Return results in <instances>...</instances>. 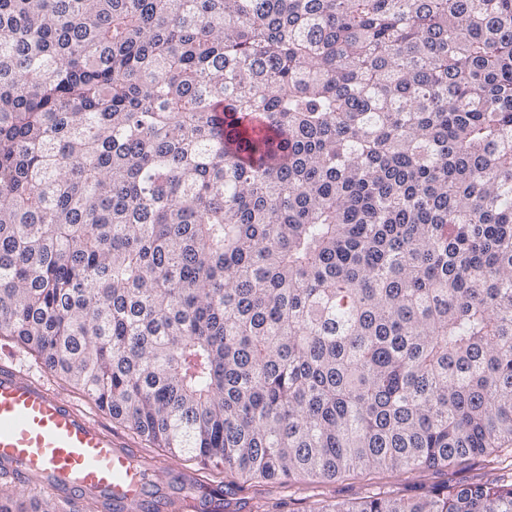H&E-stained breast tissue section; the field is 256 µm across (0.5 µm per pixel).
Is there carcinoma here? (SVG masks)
<instances>
[{"mask_svg": "<svg viewBox=\"0 0 512 512\" xmlns=\"http://www.w3.org/2000/svg\"><path fill=\"white\" fill-rule=\"evenodd\" d=\"M0 336L242 475L511 447L512 0H0Z\"/></svg>", "mask_w": 512, "mask_h": 512, "instance_id": "obj_1", "label": "carcinoma"}]
</instances>
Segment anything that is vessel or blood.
I'll return each instance as SVG.
<instances>
[{"label":"vessel or blood","instance_id":"1","mask_svg":"<svg viewBox=\"0 0 512 512\" xmlns=\"http://www.w3.org/2000/svg\"><path fill=\"white\" fill-rule=\"evenodd\" d=\"M0 470L117 507L139 498L150 465L41 379L0 365Z\"/></svg>","mask_w":512,"mask_h":512}]
</instances>
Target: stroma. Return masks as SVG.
<instances>
[{
	"mask_svg": "<svg viewBox=\"0 0 512 512\" xmlns=\"http://www.w3.org/2000/svg\"><path fill=\"white\" fill-rule=\"evenodd\" d=\"M0 364L29 370L97 418L115 439L133 448L136 455L152 461L155 469L145 483L142 501L159 504L161 512H180L183 499L198 498L216 488L224 491L223 512H254L260 505L266 512H313L314 508L335 501L355 502L388 494L409 497L419 493L422 486L447 481L490 483L512 477V447H509L424 471H355L333 480L304 476L277 481L250 478L225 471L220 465L171 455L168 450L146 441L113 420L65 378L49 371L34 351L11 338L0 337ZM190 477L195 480L191 487L186 484Z\"/></svg>",
	"mask_w": 512,
	"mask_h": 512,
	"instance_id": "obj_1",
	"label": "stroma"
}]
</instances>
